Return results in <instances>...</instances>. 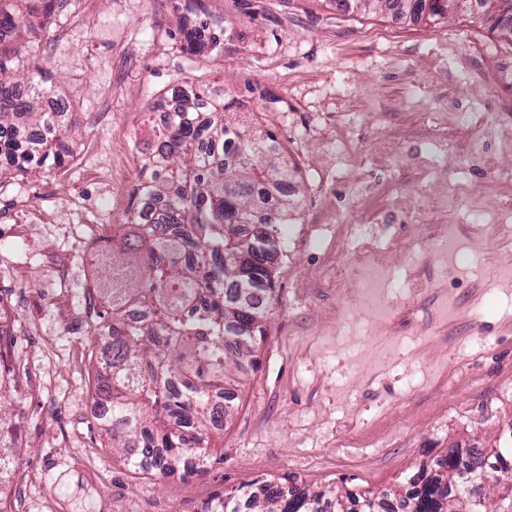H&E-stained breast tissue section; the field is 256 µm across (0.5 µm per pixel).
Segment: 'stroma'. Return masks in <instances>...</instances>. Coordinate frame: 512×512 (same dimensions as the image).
<instances>
[{
  "label": "stroma",
  "mask_w": 512,
  "mask_h": 512,
  "mask_svg": "<svg viewBox=\"0 0 512 512\" xmlns=\"http://www.w3.org/2000/svg\"><path fill=\"white\" fill-rule=\"evenodd\" d=\"M49 9L51 26L0 42L8 72L55 88L78 124L64 166L0 177V354L16 386L5 512H217L263 480L378 492L512 434V141L480 128L512 127L511 32L333 0ZM203 13L224 45L186 53L178 21ZM187 85L247 105L230 117L276 138L297 208L263 340L203 470L183 478L132 469L101 436L88 311L154 115ZM356 224L390 272L388 312L343 306L360 288Z\"/></svg>",
  "instance_id": "stroma-1"
}]
</instances>
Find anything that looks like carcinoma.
<instances>
[{"mask_svg":"<svg viewBox=\"0 0 512 512\" xmlns=\"http://www.w3.org/2000/svg\"><path fill=\"white\" fill-rule=\"evenodd\" d=\"M358 12L378 7L401 19H431L423 0H338ZM208 39H199L200 31ZM190 51L216 49L224 28L200 21L182 24ZM54 89L7 77L0 62V159L27 173L60 167L70 157L68 135L76 119L59 124L38 111L37 99ZM235 102L218 96L183 99L181 110L156 133V147L145 153L151 176L131 192L133 205L144 198L161 205L157 221L144 224L137 213L129 230L112 238V255L102 265L101 298L91 329L105 340L98 397L108 414L98 426L112 449L137 469L160 474L193 469L190 460L206 453L212 430L224 427L225 398L235 372L256 350L255 334L274 300L266 254L280 255L279 225L290 220L295 203H260L255 188L277 170L281 148L270 133L243 143L244 128L225 122ZM12 388L0 371V428L11 418ZM506 475L482 488L474 503L457 493L456 478L478 476L486 449L448 451L436 467L420 470L404 494L371 490L345 495L336 491L283 487L265 481L224 496L223 512H390L392 500L403 512H512V445L491 449Z\"/></svg>","mask_w":512,"mask_h":512,"instance_id":"cac0c4a2","label":"carcinoma"}]
</instances>
